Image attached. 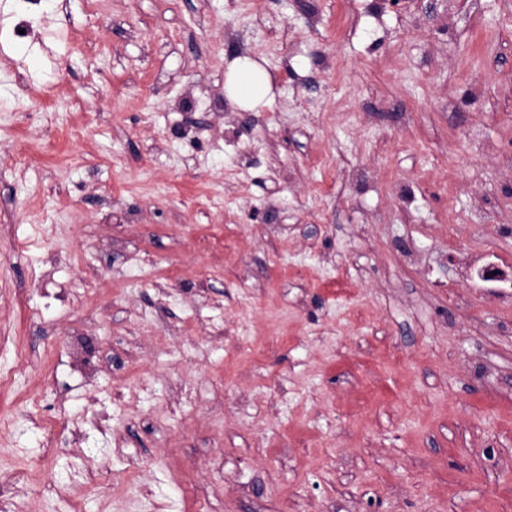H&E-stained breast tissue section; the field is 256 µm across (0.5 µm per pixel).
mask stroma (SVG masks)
<instances>
[{
    "mask_svg": "<svg viewBox=\"0 0 512 512\" xmlns=\"http://www.w3.org/2000/svg\"><path fill=\"white\" fill-rule=\"evenodd\" d=\"M22 9L0 512H512V0ZM272 75L264 65L247 55L231 60L224 73V98L243 111H254L274 99Z\"/></svg>",
    "mask_w": 512,
    "mask_h": 512,
    "instance_id": "stroma-1",
    "label": "stroma"
}]
</instances>
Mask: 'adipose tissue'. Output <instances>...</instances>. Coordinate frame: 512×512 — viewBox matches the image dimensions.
<instances>
[{"label": "adipose tissue", "instance_id": "ef3b65f1", "mask_svg": "<svg viewBox=\"0 0 512 512\" xmlns=\"http://www.w3.org/2000/svg\"><path fill=\"white\" fill-rule=\"evenodd\" d=\"M272 76L257 60L246 55L231 60L224 74V96L243 111H253L274 99Z\"/></svg>", "mask_w": 512, "mask_h": 512}]
</instances>
